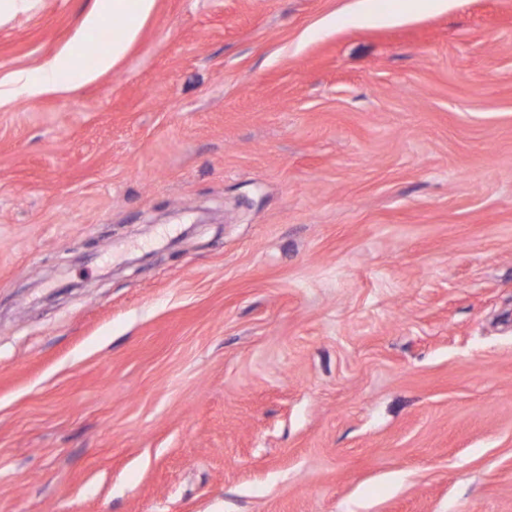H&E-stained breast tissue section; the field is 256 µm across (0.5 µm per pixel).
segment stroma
Returning a JSON list of instances; mask_svg holds the SVG:
<instances>
[{
  "instance_id": "stroma-1",
  "label": "stroma",
  "mask_w": 512,
  "mask_h": 512,
  "mask_svg": "<svg viewBox=\"0 0 512 512\" xmlns=\"http://www.w3.org/2000/svg\"><path fill=\"white\" fill-rule=\"evenodd\" d=\"M447 2L156 0L0 109V512H512V0Z\"/></svg>"
}]
</instances>
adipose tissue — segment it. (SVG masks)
<instances>
[{"mask_svg": "<svg viewBox=\"0 0 512 512\" xmlns=\"http://www.w3.org/2000/svg\"><path fill=\"white\" fill-rule=\"evenodd\" d=\"M155 0H93L85 14L77 39H92L108 21H116L112 41L98 58L95 69L81 61V50L69 49L34 71L16 70L0 79V107L20 99L49 92H68L113 67L135 40L144 20L152 13Z\"/></svg>", "mask_w": 512, "mask_h": 512, "instance_id": "adipose-tissue-1", "label": "adipose tissue"}]
</instances>
